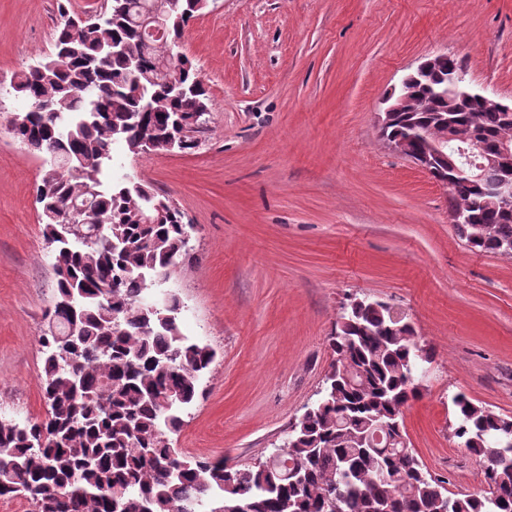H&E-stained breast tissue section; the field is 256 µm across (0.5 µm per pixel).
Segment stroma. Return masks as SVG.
<instances>
[{
	"label": "stroma",
	"mask_w": 512,
	"mask_h": 512,
	"mask_svg": "<svg viewBox=\"0 0 512 512\" xmlns=\"http://www.w3.org/2000/svg\"><path fill=\"white\" fill-rule=\"evenodd\" d=\"M0 0V421L44 419L41 338L53 248L36 187L49 167L9 131L16 73L54 50L59 4ZM184 50L211 100L189 153L115 144L111 179L166 193L191 224L154 294H178L183 335L215 358L175 446L239 467L265 461L318 398L343 305L388 303L430 353L404 411L410 448L448 492L486 489L454 435L453 399L512 416V256L467 246L448 193L390 150L377 116L426 58L462 59L470 85L512 101V0H216Z\"/></svg>",
	"instance_id": "1"
}]
</instances>
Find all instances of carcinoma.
<instances>
[{
	"label": "carcinoma",
	"mask_w": 512,
	"mask_h": 512,
	"mask_svg": "<svg viewBox=\"0 0 512 512\" xmlns=\"http://www.w3.org/2000/svg\"><path fill=\"white\" fill-rule=\"evenodd\" d=\"M153 0H110L86 20L59 5L54 50L15 74L12 88L28 103L17 139L44 142L53 158L36 188L46 235L55 241L59 207H80L72 242L54 252L55 298H71L48 312L58 332L76 327L75 345L57 353V336L41 339L44 399L41 424L0 422V498L25 497L34 512H227L242 498L252 512H512V417L491 412L465 395L454 397V435L486 463L488 490L440 502L442 481L396 442L371 447L360 440L374 419L402 416L414 372L429 353L411 329L396 327L381 301L343 309L329 346L355 383L325 377L316 404L292 425L287 455L269 466L240 468L224 459L192 458L170 435L198 395L201 372L212 364L210 345L179 327L180 298L167 293L153 311L147 292L182 256L188 224L173 202L136 179L104 185L114 144L134 155L169 151L181 140L180 121L210 112V98L188 57L170 44L206 7L172 0L167 40L142 27ZM465 80L463 62L448 57V73L384 133L414 126L431 139L454 123L492 140L512 142V122L478 98L455 112L432 95ZM179 81L183 95L173 86ZM50 111L38 106L43 98ZM439 167L448 180V209L467 245L499 253L512 249V213L466 175ZM172 394V399L165 398ZM298 469L302 479L285 473ZM385 472L388 478L380 479Z\"/></svg>",
	"instance_id": "cac0c4a2"
}]
</instances>
